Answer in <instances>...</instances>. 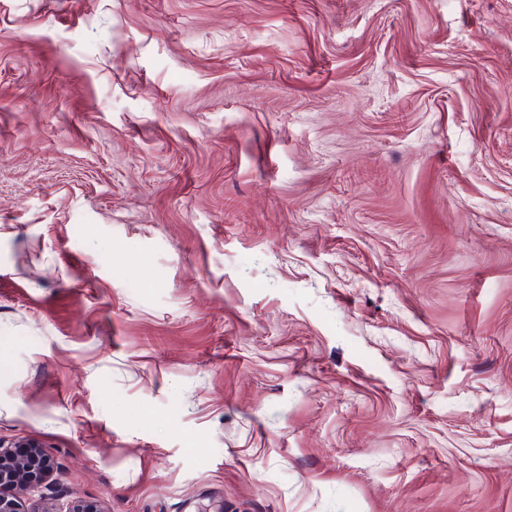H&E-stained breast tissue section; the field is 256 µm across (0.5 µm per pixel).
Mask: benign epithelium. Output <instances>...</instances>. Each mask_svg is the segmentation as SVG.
Wrapping results in <instances>:
<instances>
[{
  "label": "benign epithelium",
  "mask_w": 512,
  "mask_h": 512,
  "mask_svg": "<svg viewBox=\"0 0 512 512\" xmlns=\"http://www.w3.org/2000/svg\"><path fill=\"white\" fill-rule=\"evenodd\" d=\"M49 454L43 448L36 449L32 457L20 458L13 449L0 448V512H30L22 501L9 493L12 487L35 490L43 484Z\"/></svg>",
  "instance_id": "obj_1"
}]
</instances>
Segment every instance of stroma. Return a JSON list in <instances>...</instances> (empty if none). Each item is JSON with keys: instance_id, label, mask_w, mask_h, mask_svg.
Instances as JSON below:
<instances>
[{"instance_id": "1", "label": "stroma", "mask_w": 512, "mask_h": 512, "mask_svg": "<svg viewBox=\"0 0 512 512\" xmlns=\"http://www.w3.org/2000/svg\"><path fill=\"white\" fill-rule=\"evenodd\" d=\"M22 445L52 512H512V0H0Z\"/></svg>"}]
</instances>
